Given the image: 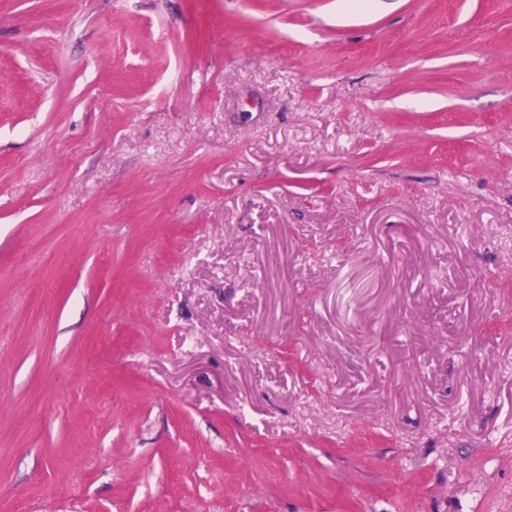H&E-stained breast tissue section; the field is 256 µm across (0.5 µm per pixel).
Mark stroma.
<instances>
[{
    "mask_svg": "<svg viewBox=\"0 0 512 512\" xmlns=\"http://www.w3.org/2000/svg\"><path fill=\"white\" fill-rule=\"evenodd\" d=\"M0 0V512H512V0Z\"/></svg>",
    "mask_w": 512,
    "mask_h": 512,
    "instance_id": "35a3bbf8",
    "label": "stroma"
}]
</instances>
